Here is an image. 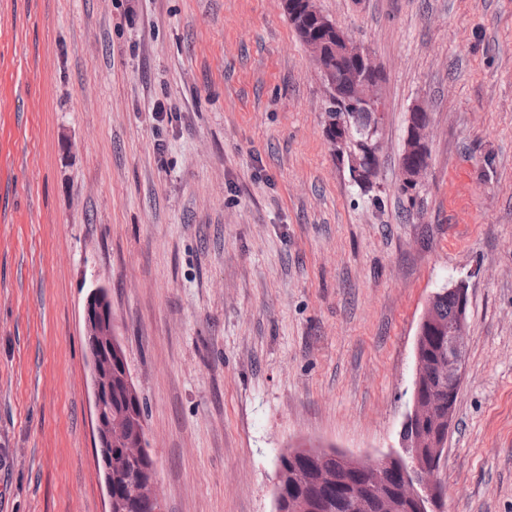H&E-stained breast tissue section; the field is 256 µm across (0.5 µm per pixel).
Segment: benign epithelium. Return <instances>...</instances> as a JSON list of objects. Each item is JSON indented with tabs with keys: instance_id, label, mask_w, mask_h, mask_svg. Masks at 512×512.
Returning a JSON list of instances; mask_svg holds the SVG:
<instances>
[{
	"instance_id": "obj_1",
	"label": "benign epithelium",
	"mask_w": 512,
	"mask_h": 512,
	"mask_svg": "<svg viewBox=\"0 0 512 512\" xmlns=\"http://www.w3.org/2000/svg\"><path fill=\"white\" fill-rule=\"evenodd\" d=\"M297 12L303 26L316 29L319 36L303 42L309 62L318 70L329 93L327 111L341 106L349 112H366L371 116L363 156L346 152L347 136L333 119L327 122L336 131L327 137L336 154L347 161L354 183L376 187L377 170L372 158L379 156L377 137L384 117L379 87L380 68L373 56L353 41L346 29L324 14L315 0H297ZM423 109L411 111L407 138L417 151L427 141L429 124L422 121ZM428 167L417 165L401 170V181L420 185ZM457 297L459 311L448 336V355L436 368L427 365L421 351L423 333L435 326L430 308H425L415 342V374L412 404L401 428L403 454H388L380 460H368L342 452L305 450L303 455L315 460L312 472L317 482L328 487L346 489L349 512H444V492L438 470L451 428L455 404L448 410L440 407L435 396L422 391L427 376L448 384V398L459 389L464 373L470 339L467 319L468 284L460 280L448 288ZM83 336L92 392L94 445L102 449L99 466L104 474L107 499H112V444L127 432L123 416L103 412L102 404L112 398V349L119 342L112 315L110 296L102 287L93 289L86 298L83 313ZM401 475L397 492L389 490L387 475Z\"/></svg>"
}]
</instances>
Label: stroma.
Here are the masks:
<instances>
[{
	"label": "stroma",
	"instance_id": "1",
	"mask_svg": "<svg viewBox=\"0 0 512 512\" xmlns=\"http://www.w3.org/2000/svg\"><path fill=\"white\" fill-rule=\"evenodd\" d=\"M317 5L383 76L369 193L325 139L284 0H0V512L108 508L94 287L163 512H275L281 454L397 448L420 319L461 279L446 512H512V0ZM417 106L429 169L410 202ZM424 112V113H423ZM423 115V119L429 120L427 112H425L422 108L416 107L413 108L410 114V121H409V129L407 138L409 139L410 143L415 146V149L420 153L422 152V158H419L418 156H412L406 152V142L405 147L403 150V153L400 158V162L403 165H411L415 163H421L423 159H428V150L426 146L427 136H428V128L430 123H426L422 121L421 117ZM424 147V148H423Z\"/></svg>",
	"mask_w": 512,
	"mask_h": 512
}]
</instances>
